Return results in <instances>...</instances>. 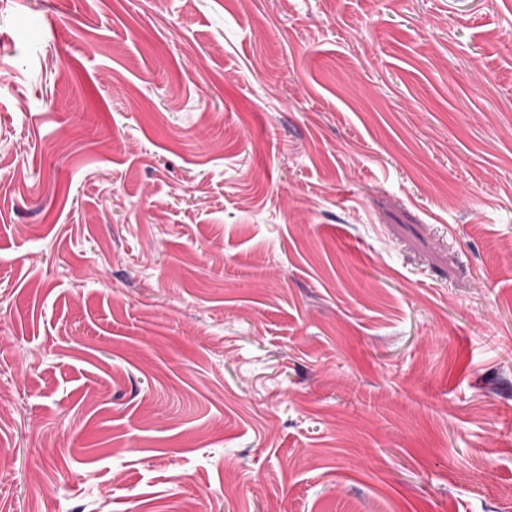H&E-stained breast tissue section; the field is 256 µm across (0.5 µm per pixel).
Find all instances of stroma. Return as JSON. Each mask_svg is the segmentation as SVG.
I'll list each match as a JSON object with an SVG mask.
<instances>
[{
  "label": "stroma",
  "mask_w": 512,
  "mask_h": 512,
  "mask_svg": "<svg viewBox=\"0 0 512 512\" xmlns=\"http://www.w3.org/2000/svg\"><path fill=\"white\" fill-rule=\"evenodd\" d=\"M512 0H0V512H512Z\"/></svg>",
  "instance_id": "obj_1"
}]
</instances>
